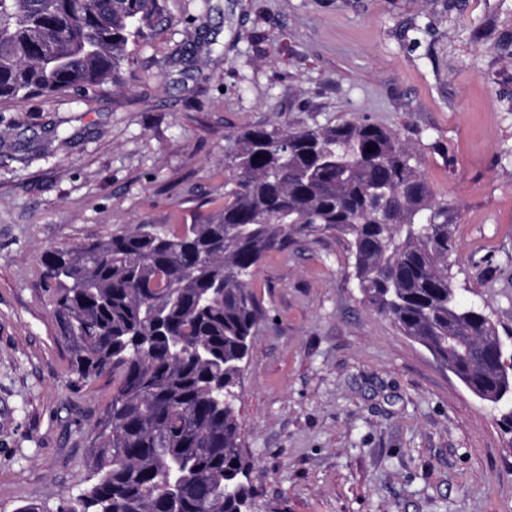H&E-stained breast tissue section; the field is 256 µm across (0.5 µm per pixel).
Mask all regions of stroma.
Wrapping results in <instances>:
<instances>
[{
	"instance_id": "35a3bbf8",
	"label": "stroma",
	"mask_w": 512,
	"mask_h": 512,
	"mask_svg": "<svg viewBox=\"0 0 512 512\" xmlns=\"http://www.w3.org/2000/svg\"><path fill=\"white\" fill-rule=\"evenodd\" d=\"M118 82L0 105V512L86 487L111 375L75 384L41 254L224 202L242 130L365 121L452 204L455 288L512 336V0H163ZM239 387L254 512H512V435L365 304L333 231L259 264Z\"/></svg>"
}]
</instances>
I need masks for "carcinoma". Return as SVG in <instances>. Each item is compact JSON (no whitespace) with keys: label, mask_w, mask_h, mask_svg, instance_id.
<instances>
[{"label":"carcinoma","mask_w":512,"mask_h":512,"mask_svg":"<svg viewBox=\"0 0 512 512\" xmlns=\"http://www.w3.org/2000/svg\"><path fill=\"white\" fill-rule=\"evenodd\" d=\"M162 12V0H0V102L115 80ZM227 166L224 205L196 224H138L41 257L72 374L112 375L94 482L68 512H251L236 387L262 316L254 272L292 233L346 236L363 299L471 389H499L471 356L496 324L452 284L451 207L395 133L253 127Z\"/></svg>","instance_id":"carcinoma-1"}]
</instances>
